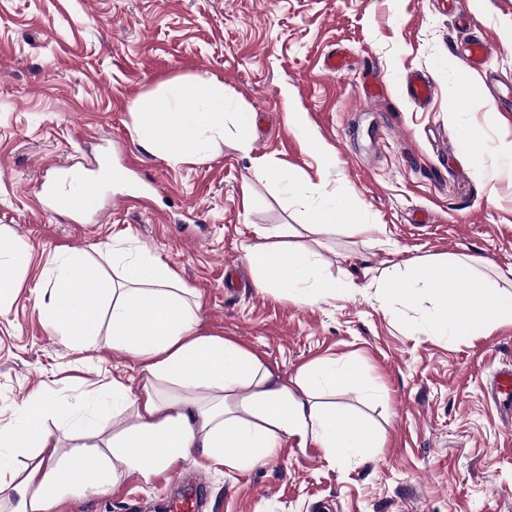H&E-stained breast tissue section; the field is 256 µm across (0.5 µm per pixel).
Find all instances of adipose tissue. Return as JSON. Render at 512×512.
Returning a JSON list of instances; mask_svg holds the SVG:
<instances>
[{
	"instance_id": "obj_1",
	"label": "adipose tissue",
	"mask_w": 512,
	"mask_h": 512,
	"mask_svg": "<svg viewBox=\"0 0 512 512\" xmlns=\"http://www.w3.org/2000/svg\"><path fill=\"white\" fill-rule=\"evenodd\" d=\"M131 110L141 144L176 162L195 158L224 132V89L203 77L177 83L172 96L135 102ZM280 186L302 206L311 233L345 227L373 239L382 232L381 225L365 223L348 196L290 179ZM254 233L258 242L246 247L245 258L260 290L312 304L365 286L407 307L429 293L433 303L424 327L454 340L512 323V292L498 288L468 259L404 260L377 276L338 278L312 249L274 240L261 226ZM112 259L122 268L121 281L108 288L83 259L61 257L60 277L47 290L48 309L70 343L97 335L101 319L109 320L115 347L136 357L144 373L136 393L113 381L112 409L134 408L137 422L104 441L94 416L78 419L67 406L31 397L12 422L0 426V492L16 493L15 512H51L67 495L106 493L131 472L147 481L197 455L231 469L251 467L270 458L286 437L314 440L338 460L380 447L377 430L361 417L293 393L297 387L333 393L355 385L357 366L322 359L286 384L248 350L197 334L195 306L156 258L116 250ZM51 415L77 421L70 448L61 449L46 426ZM24 454L30 463L20 471L16 459Z\"/></svg>"
}]
</instances>
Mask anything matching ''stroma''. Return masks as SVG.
<instances>
[{"instance_id":"35a3bbf8","label":"stroma","mask_w":512,"mask_h":512,"mask_svg":"<svg viewBox=\"0 0 512 512\" xmlns=\"http://www.w3.org/2000/svg\"><path fill=\"white\" fill-rule=\"evenodd\" d=\"M473 35L492 54L467 72L470 85L511 87L512 0H0V233L29 251L0 310V425L36 392L82 412L113 380L139 391L140 362L113 348L109 322L74 347L37 298L61 254L119 279L120 241L158 258L189 290L198 334L243 346L286 382L319 359L350 362L376 393L335 397L383 432V447L363 460L341 463L291 437L246 469L182 463L205 481L199 512H317L323 501L330 512H512V415L489 394L512 366V324L451 342L421 327L429 299L407 308L361 288L303 304L256 288L244 258L259 224L311 247L339 276L432 255L474 257L492 280L512 268V176L484 185L448 124L453 112L473 129L469 148L490 168L501 140H512V96L494 106L456 98L459 53ZM335 51L348 69L324 68ZM371 69L384 82L375 101L362 89ZM413 74L433 81L428 102L409 97ZM197 76L223 85L226 112L254 114L249 151L229 124L191 162L139 143L132 104ZM292 112L329 154L292 129ZM132 154L160 187L143 207H111L123 191L115 184L103 191L98 223L38 209L36 187L58 160L85 171ZM260 160L274 178L255 177ZM282 176L350 195L383 225L380 242L345 228L305 230ZM190 488L167 472L133 474L100 496H67L57 512H171Z\"/></svg>"}]
</instances>
